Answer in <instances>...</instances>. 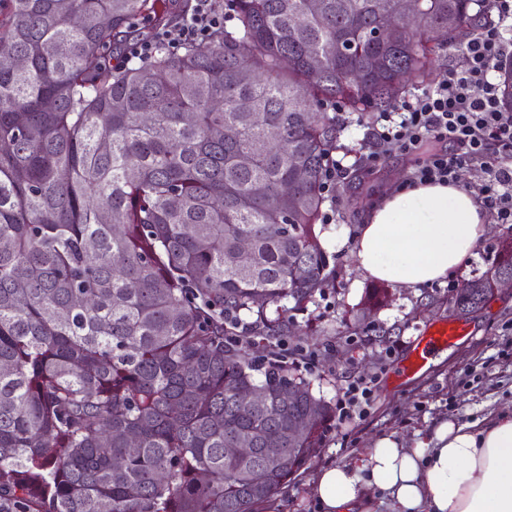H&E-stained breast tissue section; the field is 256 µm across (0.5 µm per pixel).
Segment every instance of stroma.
<instances>
[{
  "mask_svg": "<svg viewBox=\"0 0 512 512\" xmlns=\"http://www.w3.org/2000/svg\"><path fill=\"white\" fill-rule=\"evenodd\" d=\"M343 128L336 156L346 166L362 162L369 152L373 112L337 111ZM414 160L397 153L379 165L386 181L367 180L355 187L338 182L332 202L334 221L323 234L326 250L336 259V277L304 308L288 313L292 334L284 353L294 356L296 345L309 347L314 357L299 372L327 401L337 402L347 378L375 376L367 413L351 424L329 426L321 448L276 499L258 512H319L312 485L317 472L357 456L369 443L384 437L414 441L428 436L442 420L476 421L512 409V288L496 293L486 309L463 319L464 337L454 346L434 351L430 365L416 374L405 373V358L422 328L447 320L449 279L421 288L387 285L383 303L368 306L376 280L354 267L348 246L339 237L354 235L367 208L394 186L402 184Z\"/></svg>",
  "mask_w": 512,
  "mask_h": 512,
  "instance_id": "stroma-1",
  "label": "stroma"
}]
</instances>
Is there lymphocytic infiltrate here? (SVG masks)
<instances>
[{
    "instance_id": "obj_1",
    "label": "lymphocytic infiltrate",
    "mask_w": 512,
    "mask_h": 512,
    "mask_svg": "<svg viewBox=\"0 0 512 512\" xmlns=\"http://www.w3.org/2000/svg\"><path fill=\"white\" fill-rule=\"evenodd\" d=\"M190 16L160 31L152 42L130 43L134 56L152 54L157 46L207 42L223 30L224 16L210 0H191ZM497 23L480 28L455 49L448 71L432 89L383 113L370 133L378 163L387 153L417 155L409 184L454 183L461 170L475 172L476 197L495 223L512 224V113L503 111L499 65L512 57V0H492ZM372 379L348 381L336 407L346 424L362 417L370 404Z\"/></svg>"
}]
</instances>
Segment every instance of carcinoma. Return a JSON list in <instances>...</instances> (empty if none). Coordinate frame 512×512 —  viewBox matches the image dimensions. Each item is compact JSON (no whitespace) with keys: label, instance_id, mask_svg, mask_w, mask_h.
<instances>
[{"label":"carcinoma","instance_id":"1","mask_svg":"<svg viewBox=\"0 0 512 512\" xmlns=\"http://www.w3.org/2000/svg\"><path fill=\"white\" fill-rule=\"evenodd\" d=\"M179 7L0 0V512L270 501L336 408L231 337L286 335L285 302L334 278L322 183L342 127L314 107L383 112L492 20L488 0H421V28L375 39L379 0H224L208 42L114 60ZM500 75L512 112V59ZM504 275L512 233L448 312H480ZM247 386L265 398L243 409ZM293 418L314 432L290 456Z\"/></svg>","mask_w":512,"mask_h":512}]
</instances>
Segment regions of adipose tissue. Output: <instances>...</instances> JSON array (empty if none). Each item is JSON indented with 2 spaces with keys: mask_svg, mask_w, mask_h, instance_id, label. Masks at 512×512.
I'll use <instances>...</instances> for the list:
<instances>
[{
  "mask_svg": "<svg viewBox=\"0 0 512 512\" xmlns=\"http://www.w3.org/2000/svg\"><path fill=\"white\" fill-rule=\"evenodd\" d=\"M487 233L472 195L454 184H418L384 195L364 216L351 257L366 276L405 287L444 278ZM392 512H512V412L482 423L440 421L430 440L387 436L360 462L320 470L322 512H370L374 493Z\"/></svg>",
  "mask_w": 512,
  "mask_h": 512,
  "instance_id": "obj_1",
  "label": "adipose tissue"
}]
</instances>
